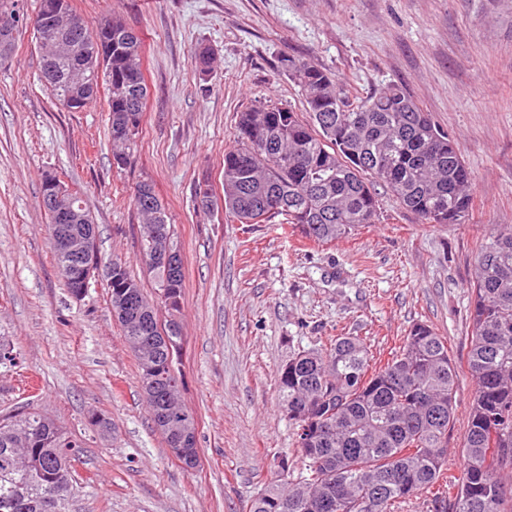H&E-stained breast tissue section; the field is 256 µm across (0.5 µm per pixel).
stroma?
Wrapping results in <instances>:
<instances>
[{
  "mask_svg": "<svg viewBox=\"0 0 512 512\" xmlns=\"http://www.w3.org/2000/svg\"><path fill=\"white\" fill-rule=\"evenodd\" d=\"M36 2L19 0L16 47L0 61V337L22 357L0 373V416L28 405L82 441L74 512H247L280 479L279 453L302 468L278 404L280 367L297 350L352 334L385 360L425 323L452 359L466 355L477 247L490 225L512 227V0H72L89 25L118 16L143 41L148 94L135 162L122 168L105 94L76 112L43 88ZM286 57L328 69L353 99L404 88L472 172L468 220L424 223L382 186L378 221L328 244L199 209L198 182L222 185L240 112L303 111ZM48 172L79 192L102 256L125 260L148 291L131 195L146 182L166 203L184 266L182 395L198 422L196 467L154 427L106 288L69 294L41 200ZM473 389L461 373L448 478L463 472ZM92 409L111 418V435L88 425Z\"/></svg>",
  "mask_w": 512,
  "mask_h": 512,
  "instance_id": "stroma-1",
  "label": "stroma"
}]
</instances>
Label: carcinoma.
<instances>
[{
    "instance_id": "obj_1",
    "label": "carcinoma",
    "mask_w": 512,
    "mask_h": 512,
    "mask_svg": "<svg viewBox=\"0 0 512 512\" xmlns=\"http://www.w3.org/2000/svg\"><path fill=\"white\" fill-rule=\"evenodd\" d=\"M77 13L71 0H39L33 28L41 50V77L49 95L68 110L83 105L68 97V63L85 70L88 95L104 77L109 135L116 164L126 166L136 141L120 128H140L147 87L141 38L112 16L91 27L82 22L72 61L50 62L53 48L39 27L41 10ZM284 67L300 88L307 118L291 107L260 105L239 113L238 144L224 154V212L242 224H292L306 239L328 244L379 219L374 185L384 186L428 224H461L469 218L472 174L450 135L404 89L393 85L360 102L350 100L326 68L296 58ZM131 202L144 224L141 243L178 253L168 210L149 188L157 216ZM112 308L149 302L126 262L115 257ZM154 273L156 290L182 297L183 267L169 277ZM468 351L463 364L427 324L413 325L399 351L378 367L360 336L293 353L280 369L279 400L296 436L300 476L263 489L249 512H389L396 501L431 490L442 478L448 430L454 417L459 369L475 382L469 425L461 448L464 471L452 512H512V232L494 229L475 259ZM140 376L158 389L144 394L156 429L165 421L197 442L194 415L183 419L182 344L179 321L167 336L140 312L119 319ZM81 442L54 419L21 407L0 419V512H72L77 488L74 463Z\"/></svg>"
}]
</instances>
